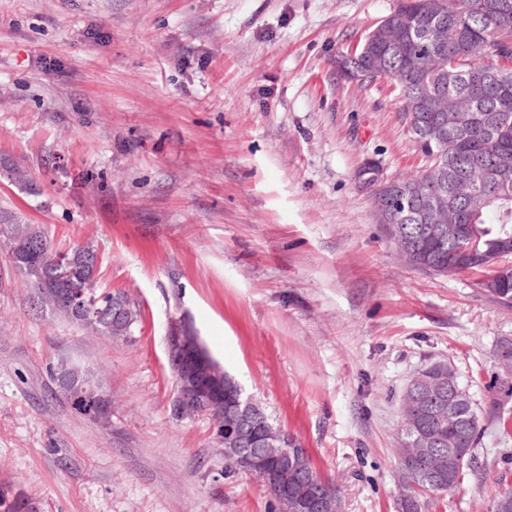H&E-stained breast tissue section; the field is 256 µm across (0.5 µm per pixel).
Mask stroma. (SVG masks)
Returning <instances> with one entry per match:
<instances>
[{
    "instance_id": "obj_1",
    "label": "stroma",
    "mask_w": 512,
    "mask_h": 512,
    "mask_svg": "<svg viewBox=\"0 0 512 512\" xmlns=\"http://www.w3.org/2000/svg\"><path fill=\"white\" fill-rule=\"evenodd\" d=\"M397 0H0V206L53 247L92 242L96 286L142 319L93 336L36 303L0 251V481L39 512H276L225 467L208 420H176L164 336L186 320L307 448L342 512H401V395L453 363L473 401L498 381L512 307L477 272L403 263L358 174L426 166L395 83L335 61ZM26 180L16 183L9 168ZM90 365L112 425L52 376ZM512 398L461 487L428 512H489L512 476ZM382 67L383 58L381 56H379L372 65L351 64L346 61L344 57H338L336 60L337 74L349 82H368L372 77L378 76Z\"/></svg>"
}]
</instances>
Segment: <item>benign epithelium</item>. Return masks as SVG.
Instances as JSON below:
<instances>
[{
  "label": "benign epithelium",
  "mask_w": 512,
  "mask_h": 512,
  "mask_svg": "<svg viewBox=\"0 0 512 512\" xmlns=\"http://www.w3.org/2000/svg\"><path fill=\"white\" fill-rule=\"evenodd\" d=\"M485 20L500 24L512 17V0H485L480 5ZM410 35L403 46L402 69L410 74L419 71H445L446 62L457 63L465 59L453 47L439 50L437 61L430 60L427 53H418L413 45L423 41L416 35L413 19L406 13H392L383 19L368 35L367 41H377L386 47L401 44V36ZM383 58L371 65H357L340 57L336 60L337 74L349 81L365 83L379 74ZM484 81L503 89L512 87V71L497 68L485 75ZM474 98L468 95L436 93L427 85L411 88V97L404 113L407 131L414 137H428L436 141L437 151L431 162L438 170L434 177L423 176L410 186L396 179H374L372 201L378 223L382 224L387 237L392 240L400 256L412 257L402 225L396 223L402 216L416 224L418 229L432 232L436 240L454 246L464 232V213L485 200L482 188L493 187L506 192L512 187V168L503 165L476 164L468 170L463 182L447 188V156L443 142L448 134L455 136L466 131L476 120ZM0 237L9 241L6 252L9 265L15 272L31 282L35 275H42L39 247L35 238L17 235L10 224L0 225ZM100 263L99 253L78 252L68 261L70 268L64 278L65 285L49 283L40 301H52L59 314L87 326L112 322V333L130 334V312L135 302L125 294H114L109 299H90L86 288L95 281ZM483 266L493 271L489 278L482 279L483 288H491L494 281L512 276V266L502 263L499 255H487ZM166 339L167 360L174 370V391L171 401L176 419L205 417L212 424L215 443L224 457L225 465L243 469L245 459H256L255 466H272L271 475L276 486H268L278 506V512H336V502L320 495L309 505L291 489V485L302 479L304 472L292 461L288 432L268 422V417L259 401L241 399L237 393L213 396L207 386L222 377L219 368L205 366L202 369L183 365L189 354L196 351L201 342L195 333L186 330L182 321L172 320L168 324ZM56 383L78 410L90 420L108 427L112 423V395L96 376L82 368L62 360L54 368ZM405 403L427 404L437 416L461 402L458 386V370L450 363L432 376L418 371L409 381L403 394ZM410 447L394 449L401 465L412 459L432 457L435 466L442 462L440 439L428 431L416 433L409 439Z\"/></svg>",
  "instance_id": "benign-epithelium-1"
}]
</instances>
